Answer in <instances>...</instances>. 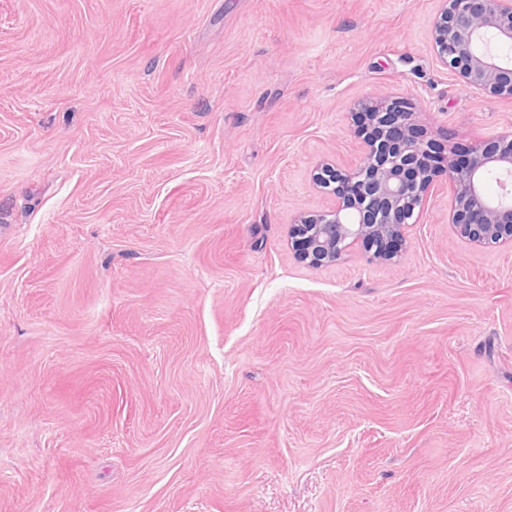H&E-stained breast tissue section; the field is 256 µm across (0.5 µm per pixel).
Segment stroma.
I'll list each match as a JSON object with an SVG mask.
<instances>
[{"label": "stroma", "instance_id": "1", "mask_svg": "<svg viewBox=\"0 0 512 512\" xmlns=\"http://www.w3.org/2000/svg\"><path fill=\"white\" fill-rule=\"evenodd\" d=\"M439 0H0V512H512V250L300 262L352 110L512 102Z\"/></svg>", "mask_w": 512, "mask_h": 512}]
</instances>
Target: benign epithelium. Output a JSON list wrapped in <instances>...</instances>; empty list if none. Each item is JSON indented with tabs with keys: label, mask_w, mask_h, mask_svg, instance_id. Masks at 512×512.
<instances>
[{
	"label": "benign epithelium",
	"mask_w": 512,
	"mask_h": 512,
	"mask_svg": "<svg viewBox=\"0 0 512 512\" xmlns=\"http://www.w3.org/2000/svg\"><path fill=\"white\" fill-rule=\"evenodd\" d=\"M440 2L432 28L437 62L477 93L512 100V0ZM355 118L358 161L349 169L328 162L315 169L313 181L336 201L292 225L298 259L332 264L353 245L375 260L396 258L405 226L415 223L441 173L448 174V223L456 236L475 246L512 247V125L463 151L437 144L404 98H371L358 104ZM490 180L498 187L493 195Z\"/></svg>",
	"instance_id": "benign-epithelium-1"
}]
</instances>
